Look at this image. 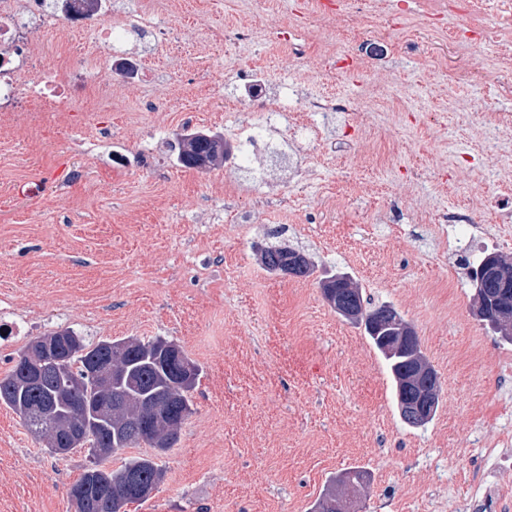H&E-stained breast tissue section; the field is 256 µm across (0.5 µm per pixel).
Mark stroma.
<instances>
[{
  "mask_svg": "<svg viewBox=\"0 0 512 512\" xmlns=\"http://www.w3.org/2000/svg\"><path fill=\"white\" fill-rule=\"evenodd\" d=\"M296 0H257V34L238 50L221 35L237 0H111L112 10L166 18L171 43L130 29L112 50L143 55L153 78L111 76L108 103L97 85L109 76L95 35L62 44L42 34L56 85L83 73L82 99L57 98L40 125L0 126V377L34 337L71 328L94 344L158 336L176 342L201 368L193 412L178 443L157 455L165 471L150 498L128 512H309L326 484L360 467L368 483L354 512H465L469 477L490 451L512 448V341L473 314L467 272L448 277V237L415 220L418 209L473 206L512 190V155L474 161L470 137L494 97L512 113V74L488 86H450L470 106L442 123L436 90L445 78L424 53L388 43L378 99L340 113L318 142L287 140L313 167L268 172L253 184L263 154L206 170L181 166L172 149L198 129L223 133L238 69L264 66L293 94L353 93L365 72L282 76L288 54L311 32L270 31ZM375 131L400 137L382 168L344 146ZM127 168L112 167L113 151ZM240 185L225 203L226 179ZM37 198H25L27 188ZM304 251L313 274L264 269V247ZM345 272L363 305H392L415 330L440 382L432 422L399 417L394 381L361 326L334 312L323 276ZM89 459L49 454L19 416L0 405V512H74L69 487Z\"/></svg>",
  "mask_w": 512,
  "mask_h": 512,
  "instance_id": "35a3bbf8",
  "label": "stroma"
}]
</instances>
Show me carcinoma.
<instances>
[{
    "mask_svg": "<svg viewBox=\"0 0 512 512\" xmlns=\"http://www.w3.org/2000/svg\"><path fill=\"white\" fill-rule=\"evenodd\" d=\"M227 154L224 138L218 135L192 132L179 139L178 161L186 168H206L224 160ZM287 260L299 262L294 271L296 277L306 278L314 269L306 255L291 248L271 246L262 254V265L268 271L278 270ZM336 314L364 326L370 342L387 362L395 384L397 403H403L410 393L404 380L414 369L421 351L404 343L396 346L391 338L402 335L409 323L402 318L394 320L397 311L390 305L365 310L361 291L355 283L340 294ZM165 342L166 339L160 337L147 341L126 338L121 340L123 348L119 350L112 349V342L107 340L82 344V348L108 358L118 379L110 388L90 383L83 390L86 399L112 398V416L102 420L95 435L74 447L76 451H86L90 459V465L71 485V489L86 501L87 512H127L129 505L145 501L143 497H129L123 493L130 480L137 479L153 491L163 480L164 470L152 456L131 458L116 471L102 466V460L142 442L138 428L141 413L146 407L172 409L185 420L192 414L191 392L196 384L183 383L180 364L167 360L163 353L162 344ZM83 358L84 355L77 351L61 362L48 365V369L56 374L78 375ZM19 366L20 363H15L11 372L0 378V405L4 404L16 413L27 431L49 446L53 442L52 433H40L38 429L48 416L46 405L57 390V380H50L37 389L19 386L15 383ZM180 432L179 428H169L168 421L163 420L155 427V440L148 445L159 454L165 453L177 444ZM366 479V471L359 467L344 470L327 485L311 512H328L326 506L336 500V491L347 486L360 487Z\"/></svg>",
    "mask_w": 512,
    "mask_h": 512,
    "instance_id": "carcinoma-1",
    "label": "carcinoma"
}]
</instances>
